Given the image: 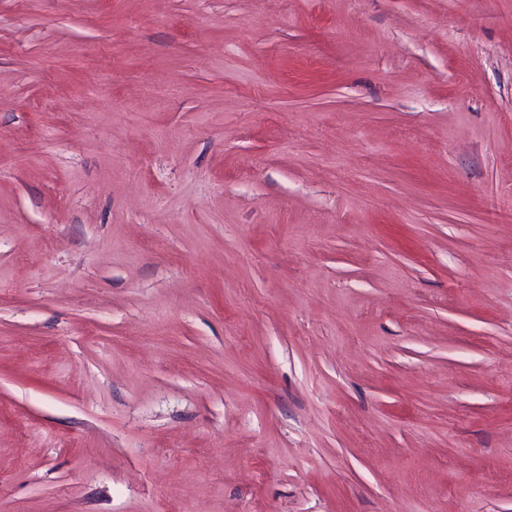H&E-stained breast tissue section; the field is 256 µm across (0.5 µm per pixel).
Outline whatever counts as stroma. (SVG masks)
Instances as JSON below:
<instances>
[{
	"label": "stroma",
	"mask_w": 512,
	"mask_h": 512,
	"mask_svg": "<svg viewBox=\"0 0 512 512\" xmlns=\"http://www.w3.org/2000/svg\"><path fill=\"white\" fill-rule=\"evenodd\" d=\"M0 512H512V0H0Z\"/></svg>",
	"instance_id": "35a3bbf8"
}]
</instances>
